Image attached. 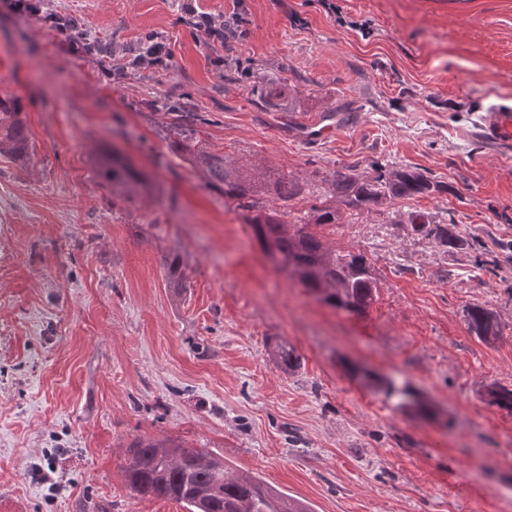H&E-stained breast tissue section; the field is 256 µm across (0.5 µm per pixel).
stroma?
Returning <instances> with one entry per match:
<instances>
[{
  "label": "stroma",
  "mask_w": 512,
  "mask_h": 512,
  "mask_svg": "<svg viewBox=\"0 0 512 512\" xmlns=\"http://www.w3.org/2000/svg\"><path fill=\"white\" fill-rule=\"evenodd\" d=\"M192 2L216 18L232 4L44 0L106 37L111 66L144 36L169 44L166 65L121 75L0 4V95L19 98L30 143L28 162L0 157V512H185L126 486L139 437L219 452L313 512H512V413L483 398L512 385V156L471 134L477 104L512 102V0H245L248 34L227 51L187 24ZM271 82L296 111L259 96ZM168 96L191 103L197 138L318 195L380 165L455 191L318 227L372 263L378 291L357 318L266 258L176 151L171 115L145 109ZM340 106L337 134H306ZM114 148L147 178L134 200L98 174ZM415 211L454 215L496 275L416 234ZM173 249L177 293L161 265ZM472 305L493 311L499 340L468 331ZM279 342L300 357L293 373ZM348 362L410 381L452 428L394 410ZM164 268L166 278L171 288H185L186 269L181 254L177 251L168 253L165 258Z\"/></svg>",
  "instance_id": "35a3bbf8"
}]
</instances>
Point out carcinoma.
Instances as JSON below:
<instances>
[{
	"label": "carcinoma",
	"mask_w": 512,
	"mask_h": 512,
	"mask_svg": "<svg viewBox=\"0 0 512 512\" xmlns=\"http://www.w3.org/2000/svg\"><path fill=\"white\" fill-rule=\"evenodd\" d=\"M61 31L88 44L90 55L99 56L107 47L99 36L82 28L72 17L65 18ZM181 151L191 154L203 167L207 187L248 212L246 222L277 268L329 307L355 316L365 314L374 303L377 281L372 265L363 254L341 255L329 249L310 225L337 223L340 206L357 211L444 190L423 174L408 169L380 170L371 178L338 172L329 184L328 197L310 207V222L289 224L282 213L265 208L261 198L274 195L285 203L304 199L305 188L298 179L284 172L271 177L257 167L243 168L192 138L185 139ZM0 156L18 161L30 156L28 127L16 97H0ZM98 172L112 193L120 197L130 199L145 187L141 172L119 153L100 155ZM409 223L414 232L446 248L467 253L475 250V237L458 233L452 217L440 223L415 212ZM164 268L170 287H185L186 269L179 252L168 253ZM467 324L485 342L500 335L494 314L486 308L469 309ZM273 353L275 360L290 371L300 365V356L291 346L278 343ZM346 371L400 413L419 421L450 424L442 420L435 404L412 383L399 384L355 364L346 366ZM486 397L489 404L512 412V387L494 385ZM123 473L131 493L180 502L186 512H312L257 475L230 472L223 455L208 448H188L171 439L143 438L133 442L126 449Z\"/></svg>",
	"instance_id": "carcinoma-1"
}]
</instances>
